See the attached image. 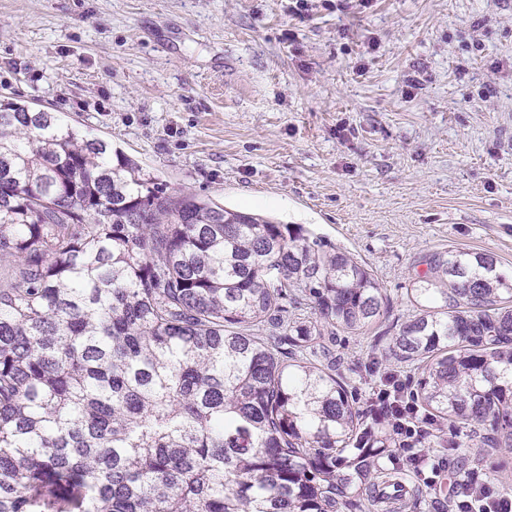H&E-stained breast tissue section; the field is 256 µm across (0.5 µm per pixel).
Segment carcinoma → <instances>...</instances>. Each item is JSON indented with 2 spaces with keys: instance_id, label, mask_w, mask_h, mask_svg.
<instances>
[{
  "instance_id": "obj_1",
  "label": "carcinoma",
  "mask_w": 512,
  "mask_h": 512,
  "mask_svg": "<svg viewBox=\"0 0 512 512\" xmlns=\"http://www.w3.org/2000/svg\"><path fill=\"white\" fill-rule=\"evenodd\" d=\"M0 512H405L336 336L387 298L302 227L170 191L54 112L0 111ZM386 361L512 450V276L426 259Z\"/></svg>"
}]
</instances>
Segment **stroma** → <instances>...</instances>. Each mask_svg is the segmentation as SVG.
Here are the masks:
<instances>
[{"mask_svg": "<svg viewBox=\"0 0 512 512\" xmlns=\"http://www.w3.org/2000/svg\"><path fill=\"white\" fill-rule=\"evenodd\" d=\"M0 0V101L58 113L169 189L301 225L389 305L341 334L367 399L436 251L512 271V0ZM512 487V451L449 454Z\"/></svg>", "mask_w": 512, "mask_h": 512, "instance_id": "obj_1", "label": "stroma"}]
</instances>
